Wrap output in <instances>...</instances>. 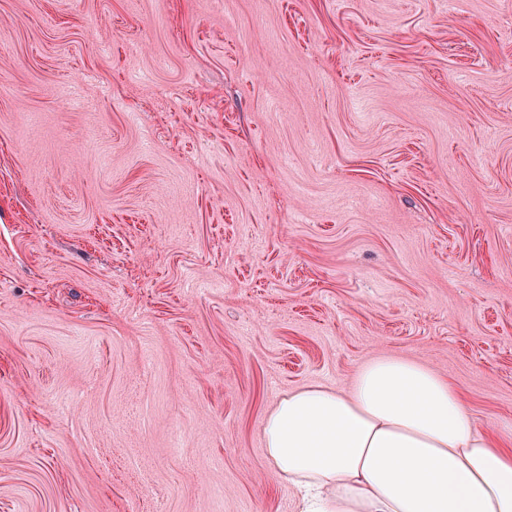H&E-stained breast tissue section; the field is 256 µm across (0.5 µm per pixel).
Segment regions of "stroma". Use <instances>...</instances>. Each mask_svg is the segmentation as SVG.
I'll return each instance as SVG.
<instances>
[{
    "mask_svg": "<svg viewBox=\"0 0 512 512\" xmlns=\"http://www.w3.org/2000/svg\"><path fill=\"white\" fill-rule=\"evenodd\" d=\"M381 356L512 431V0H0V512H299Z\"/></svg>",
    "mask_w": 512,
    "mask_h": 512,
    "instance_id": "35a3bbf8",
    "label": "stroma"
}]
</instances>
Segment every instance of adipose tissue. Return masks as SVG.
Returning <instances> with one entry per match:
<instances>
[{"instance_id":"adipose-tissue-1","label":"adipose tissue","mask_w":512,"mask_h":512,"mask_svg":"<svg viewBox=\"0 0 512 512\" xmlns=\"http://www.w3.org/2000/svg\"><path fill=\"white\" fill-rule=\"evenodd\" d=\"M263 439L301 512H512V434L478 427L460 390L414 360H370L345 392L289 391Z\"/></svg>"}]
</instances>
